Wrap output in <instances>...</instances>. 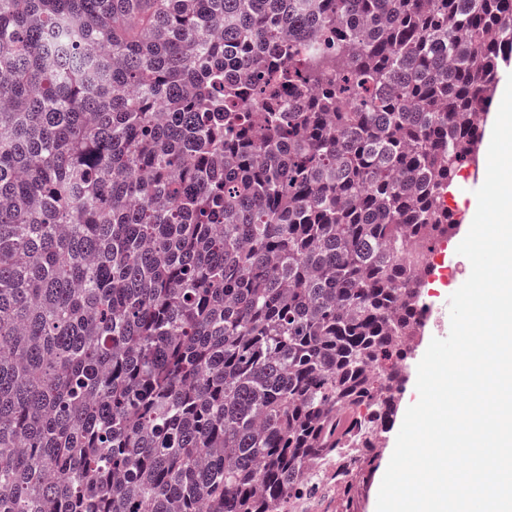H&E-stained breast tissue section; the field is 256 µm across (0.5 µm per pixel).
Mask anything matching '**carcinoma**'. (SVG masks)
Here are the masks:
<instances>
[{
	"label": "carcinoma",
	"mask_w": 512,
	"mask_h": 512,
	"mask_svg": "<svg viewBox=\"0 0 512 512\" xmlns=\"http://www.w3.org/2000/svg\"><path fill=\"white\" fill-rule=\"evenodd\" d=\"M512 0H0V512H298L393 425Z\"/></svg>",
	"instance_id": "carcinoma-1"
}]
</instances>
